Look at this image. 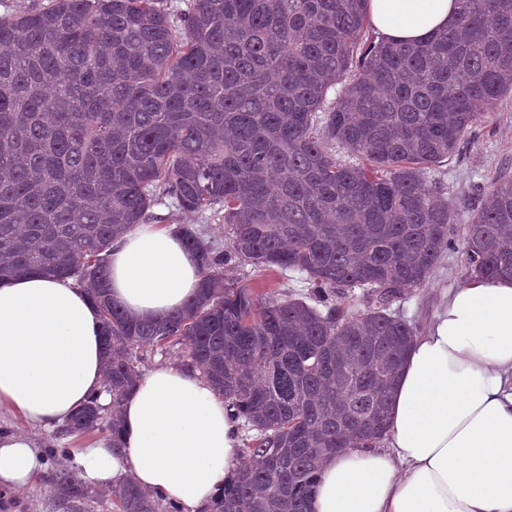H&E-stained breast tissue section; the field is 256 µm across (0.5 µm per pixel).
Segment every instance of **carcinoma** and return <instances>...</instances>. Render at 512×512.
<instances>
[{
    "mask_svg": "<svg viewBox=\"0 0 512 512\" xmlns=\"http://www.w3.org/2000/svg\"><path fill=\"white\" fill-rule=\"evenodd\" d=\"M366 2L51 0L0 16V280L84 288L112 392V417L92 397L61 435L118 436L141 352L181 347L250 431L207 512H312L328 455L385 439L415 336L390 306L427 283L457 220L433 173L512 93V0H458L450 28L400 44L366 37ZM164 196L222 218L229 246L179 225L199 290L141 320L108 297L109 257ZM465 242L471 276L512 277L511 179ZM240 263L306 275L315 304L225 279ZM57 484L83 512L90 488ZM113 505L182 512L130 480Z\"/></svg>",
    "mask_w": 512,
    "mask_h": 512,
    "instance_id": "obj_1",
    "label": "carcinoma"
}]
</instances>
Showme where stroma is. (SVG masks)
Returning a JSON list of instances; mask_svg holds the SVG:
<instances>
[{
  "label": "stroma",
  "instance_id": "1",
  "mask_svg": "<svg viewBox=\"0 0 512 512\" xmlns=\"http://www.w3.org/2000/svg\"><path fill=\"white\" fill-rule=\"evenodd\" d=\"M503 176H512V94L502 98L493 112L474 124L456 152L435 173L439 186L458 213V222L450 231L452 246L425 286L403 291L391 305L392 312L413 324L417 332L426 330L449 292L467 280L464 225L478 206L483 190ZM152 212L156 223L192 224L215 247L223 250L229 244L221 218L182 214L168 197L159 200ZM228 274L264 295H287L305 301L310 298L311 286L297 272L265 271L242 264L230 268ZM0 432L24 435L37 447L56 451L52 459L44 462L31 487L15 492L0 490V512H67L60 503L55 477L72 472L73 452L79 448L80 439L23 425L6 411L0 412Z\"/></svg>",
  "mask_w": 512,
  "mask_h": 512
}]
</instances>
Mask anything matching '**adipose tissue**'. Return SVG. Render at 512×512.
Here are the masks:
<instances>
[{
  "mask_svg": "<svg viewBox=\"0 0 512 512\" xmlns=\"http://www.w3.org/2000/svg\"><path fill=\"white\" fill-rule=\"evenodd\" d=\"M457 0H368L384 40L450 26ZM202 279L172 228L140 225L110 255L113 303L141 319L182 307ZM97 307L73 281L41 273L0 282V410L45 431L89 398L112 403ZM387 449L354 448L323 467L314 512H512V279H470L415 336L390 405ZM239 423L198 369L159 366L122 404L119 439L98 438L73 465L93 487L124 477L197 512L240 463ZM42 467L21 435L0 437V487Z\"/></svg>",
  "mask_w": 512,
  "mask_h": 512,
  "instance_id": "obj_1",
  "label": "adipose tissue"
}]
</instances>
